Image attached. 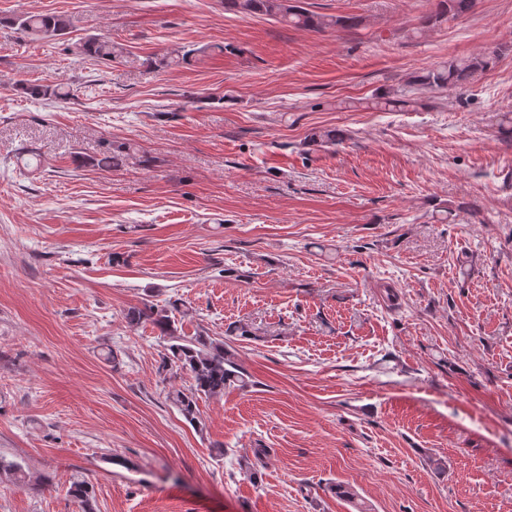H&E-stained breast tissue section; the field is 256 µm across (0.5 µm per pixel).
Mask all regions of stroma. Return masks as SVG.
<instances>
[{"mask_svg": "<svg viewBox=\"0 0 512 512\" xmlns=\"http://www.w3.org/2000/svg\"><path fill=\"white\" fill-rule=\"evenodd\" d=\"M299 3L360 24L0 0V458L30 476L0 473V512H80L78 479L95 512H355L337 483L372 512H512V0L427 27L437 0ZM23 13L68 33L24 38ZM99 34L121 57L79 55ZM494 50L462 90L400 106L410 77ZM116 142L134 158L94 167ZM146 303L227 339L251 386L188 422L167 337L125 317ZM11 25L26 38L53 40L67 33L69 20L56 13L24 14L14 17ZM19 89L32 99H64L70 96V91L64 90L60 84L35 83L28 80H21L18 83Z\"/></svg>", "mask_w": 512, "mask_h": 512, "instance_id": "35a3bbf8", "label": "stroma"}]
</instances>
